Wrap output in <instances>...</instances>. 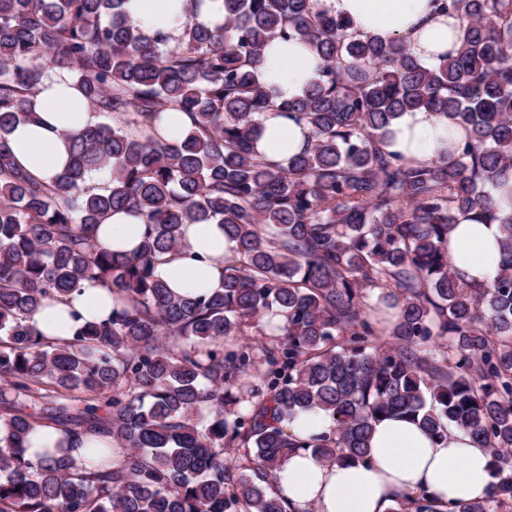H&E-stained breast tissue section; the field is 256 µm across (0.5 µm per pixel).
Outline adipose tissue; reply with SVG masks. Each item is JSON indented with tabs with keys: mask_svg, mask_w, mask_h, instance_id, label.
<instances>
[{
	"mask_svg": "<svg viewBox=\"0 0 512 512\" xmlns=\"http://www.w3.org/2000/svg\"><path fill=\"white\" fill-rule=\"evenodd\" d=\"M319 9L341 17L352 31L385 40L406 39L412 54L434 64L466 39V26L441 12L436 0H316ZM127 16L143 32L168 42L180 39L188 17L215 27L224 22V0H126ZM320 60L308 45L272 39L265 48L260 78L276 101L296 98L316 79ZM33 119L16 125L9 148L32 176L51 179L63 172L67 136L93 122L86 100L68 76L46 78L31 102ZM463 131L447 118L417 109L395 120L388 148L412 160L433 163ZM253 137L259 152L281 161L303 151L309 129L275 111L257 120ZM143 224L130 213L113 214L95 232L96 242L118 252L133 251ZM186 253L157 265V275L182 294L201 295L222 286L225 259L236 244L219 224H188ZM502 227L462 214L448 230V254L456 274L471 287L488 286L499 268ZM114 301L100 285L84 283L67 301L43 304L33 314L36 328L48 336H73L79 321L107 318ZM494 481L492 458L469 434L449 429L430 436L420 423L386 419L376 423L367 462L325 464L309 449L285 452L275 473L274 491L300 512H387L399 495L425 494L439 504L485 499Z\"/></svg>",
	"mask_w": 512,
	"mask_h": 512,
	"instance_id": "1",
	"label": "adipose tissue"
}]
</instances>
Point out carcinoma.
<instances>
[{
  "instance_id": "carcinoma-1",
  "label": "carcinoma",
  "mask_w": 512,
  "mask_h": 512,
  "mask_svg": "<svg viewBox=\"0 0 512 512\" xmlns=\"http://www.w3.org/2000/svg\"><path fill=\"white\" fill-rule=\"evenodd\" d=\"M438 2L468 35L425 64L313 0H224V24L189 18L173 44L145 35L123 0H0V512H288L272 487L286 449L364 462L386 417L465 431L494 464L482 501L403 495L394 512L512 509V213L493 195L512 180V0ZM272 38L322 61L280 103L258 77ZM52 72L77 82L96 121L46 182L8 138ZM421 108L468 132L451 160L386 149L393 121ZM274 110L311 136L281 162L252 145ZM168 111L191 117L175 141L153 127ZM97 171L110 174L101 186ZM119 210L145 224L129 256L94 238ZM460 212L502 224L480 291L448 257ZM211 223L237 244L223 287L179 296L156 263L184 249V225ZM86 281L116 294L111 315L68 339L38 332V307ZM376 288L399 309L390 324L368 311ZM310 410L332 434H288ZM42 428L62 439L31 459ZM100 436L117 457L76 466L81 438Z\"/></svg>"
}]
</instances>
